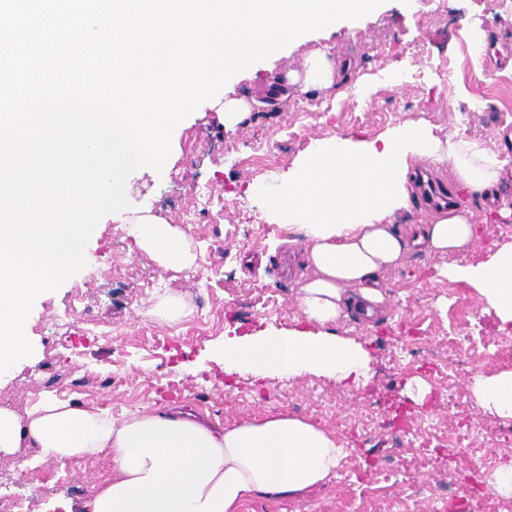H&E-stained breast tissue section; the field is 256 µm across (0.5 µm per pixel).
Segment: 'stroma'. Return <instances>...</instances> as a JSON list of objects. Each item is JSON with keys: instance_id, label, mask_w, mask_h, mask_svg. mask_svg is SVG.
Returning <instances> with one entry per match:
<instances>
[{"instance_id": "obj_1", "label": "stroma", "mask_w": 512, "mask_h": 512, "mask_svg": "<svg viewBox=\"0 0 512 512\" xmlns=\"http://www.w3.org/2000/svg\"><path fill=\"white\" fill-rule=\"evenodd\" d=\"M427 9L425 0H385L378 14L309 33L224 87L226 96L258 99L269 81L301 71L313 53L349 60L362 91L312 94L330 106L332 121L291 116L298 89L253 107L232 128L211 100L182 120L162 171H135L126 195L131 211L150 210L192 238L195 267H159L126 225L104 216L85 267L36 298L28 330L37 359L0 374V407L20 410L43 394L116 417L184 405L225 423L285 410L336 432L348 448L324 485L295 497H256L243 512H427L428 499L462 490L469 468L498 469L499 456L512 450V422L478 412L467 382L512 370V329H501L473 288L448 279L453 257L409 251L385 276L386 305L373 320L351 314L336 323V335L365 343L372 356L367 387L224 372L225 339L300 327L296 297L312 275L299 229L276 223L255 185L275 187L319 141H374L402 125L442 138L459 131L512 159L501 143L512 132V69L472 54L473 43L512 34V0H440L435 14ZM392 71L398 83L389 81ZM259 140L277 142L273 168L249 163ZM453 191L481 221L465 262H487L512 244V223L487 213L482 195L459 185ZM164 293L183 295L191 316L172 326L152 320L148 311ZM460 297L468 315L457 320L449 311ZM73 301L81 316L75 328L63 319ZM416 376L433 392L421 404L406 387ZM107 476L101 459L60 465L34 461L29 451L0 454V502L20 495L27 512H78Z\"/></svg>"}]
</instances>
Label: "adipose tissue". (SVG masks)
<instances>
[{
	"label": "adipose tissue",
	"mask_w": 512,
	"mask_h": 512,
	"mask_svg": "<svg viewBox=\"0 0 512 512\" xmlns=\"http://www.w3.org/2000/svg\"><path fill=\"white\" fill-rule=\"evenodd\" d=\"M303 74L269 88L282 100L290 85L327 89L348 83L349 69L326 58L306 59ZM444 165L465 188L496 186L511 161L465 135L442 139L406 126L372 142L325 141L277 185L266 204L277 223L301 227L304 257L314 276L300 287L303 328L224 344V370L289 380L307 373L349 390L366 386L372 358L359 342L335 336L329 325L347 312L378 314L384 275L410 250L443 257L471 249L477 221L466 209L428 216L401 232L388 217L407 207L410 163ZM449 279L476 289L501 328H512V246L486 263L447 267ZM475 404L512 419V370L477 374ZM33 448L60 464L105 459L110 476L84 503V512H242L259 495H301L335 475L346 450L330 430L281 411L233 423L188 409L144 408L119 417L70 400L39 397L23 411L0 408V453Z\"/></svg>",
	"instance_id": "ef3b65f1"
}]
</instances>
